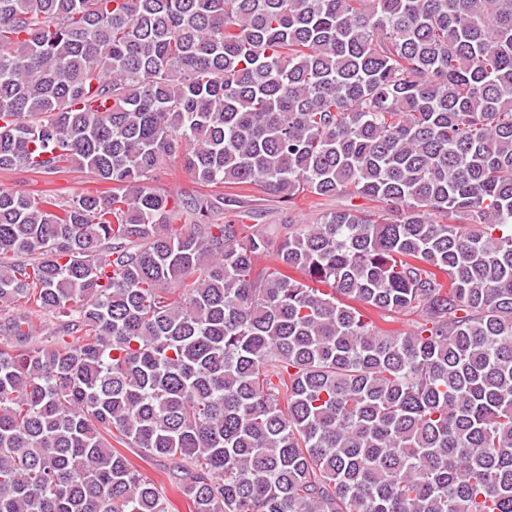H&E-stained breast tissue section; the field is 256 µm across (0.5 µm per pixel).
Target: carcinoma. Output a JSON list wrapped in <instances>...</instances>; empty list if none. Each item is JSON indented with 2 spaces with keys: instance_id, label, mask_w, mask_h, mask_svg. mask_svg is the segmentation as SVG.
I'll list each match as a JSON object with an SVG mask.
<instances>
[{
  "instance_id": "1",
  "label": "carcinoma",
  "mask_w": 512,
  "mask_h": 512,
  "mask_svg": "<svg viewBox=\"0 0 512 512\" xmlns=\"http://www.w3.org/2000/svg\"><path fill=\"white\" fill-rule=\"evenodd\" d=\"M15 170L112 193L0 189V512H512V0H0ZM156 184L172 191H180L191 188L202 192L209 191V188H203L197 184H194L192 175L181 167H177L175 171L171 172V174L168 172V174H161L158 176ZM0 188L37 200L41 197L62 199L86 191L94 194L112 192V184L97 181L85 172L42 175L18 170L10 174L0 173ZM244 193L242 196H227L225 194ZM231 198V200H229ZM344 197H322L314 199L307 194L299 196L295 203L280 202L276 197L264 193L260 189L242 192L237 189L224 188V214L216 218L219 224L227 220L235 221L236 224H264L266 231L271 238L282 234L283 224H297L298 222L311 223L325 211H333L346 202ZM249 213L256 219H243L241 215ZM142 472L157 484L165 487L168 497L179 507L180 512L187 511L182 501V495H180L178 490L172 487L168 481L163 462H154L152 465H144Z\"/></svg>"
}]
</instances>
